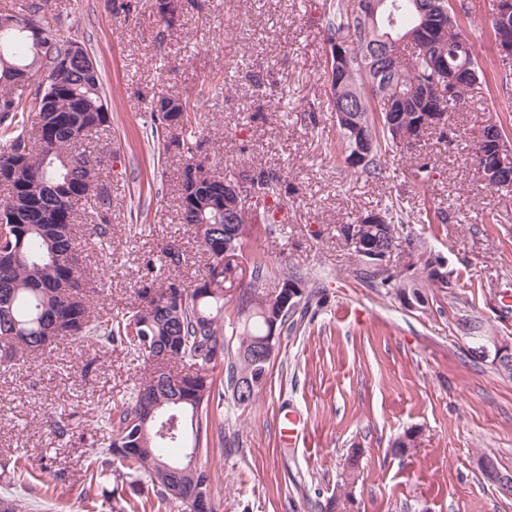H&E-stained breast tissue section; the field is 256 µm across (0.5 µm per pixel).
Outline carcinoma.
Here are the masks:
<instances>
[{
	"label": "carcinoma",
	"instance_id": "1",
	"mask_svg": "<svg viewBox=\"0 0 512 512\" xmlns=\"http://www.w3.org/2000/svg\"><path fill=\"white\" fill-rule=\"evenodd\" d=\"M435 0H380L377 23L365 24L357 0H335L325 21L327 43H350L348 67L328 80L332 111L344 104L362 116L367 128L370 150L357 170L368 177L382 171L384 156L400 148L396 130L410 126L429 112V99L438 86L448 85L463 67L470 79L461 83L452 105L459 111L465 92L487 81L475 50L473 37L467 33L464 18L469 16L465 0L447 5L448 13L434 8ZM429 27L425 47L411 51L403 39L416 34L421 24ZM70 42L44 36L34 42L31 34L18 27L0 28V136L7 145L0 149V184L9 188L0 200V225L6 240L0 253V345L5 357L13 362L41 352L42 336L56 327L59 336L74 340L94 339L101 344L123 342L148 363V373L128 400L108 407L103 419L106 438L102 451H92L84 458L81 470L89 486H98L112 477V464L119 462L127 475L142 477L153 487L157 503L128 504L130 512H154L165 505L185 500L200 490L204 502L199 512H216L208 470L178 464L179 471L169 472L174 464L167 449L181 444L186 429H191V445L209 447L210 404L216 382L210 370L226 364L225 386L245 375L253 383L246 401H256L268 380L271 361L257 363L246 350L269 334L267 320L259 313L260 299L243 290L239 297L238 346L234 352L224 345V297L207 289V281L236 277V266L224 257L242 252L243 243L223 252L224 231L201 240L204 250L215 257L207 271L194 284L172 280L160 288L146 283L139 288L143 305L123 322H96L90 317L88 294L69 295L62 285L79 278L72 263L74 238L72 217L78 205L90 206L99 223L92 225V235L102 240L110 234L106 213L111 207L107 191L92 197L84 186L93 180L95 167L92 151L84 147L90 133L110 127L102 74L89 71L69 58ZM441 59L445 68L433 72L431 59ZM226 81L213 76L192 100L186 98L172 110L154 114L150 137L154 150L175 151L184 159L182 182L193 187L190 174L202 155L203 141L197 136L198 102L224 95ZM338 153L348 163L357 146L356 139L340 129ZM252 182L253 208L279 201L282 178L264 168L249 174ZM198 203L181 208L182 223L217 224L224 221V188L213 182L195 190ZM364 278L386 286L393 282L389 271L368 265ZM154 289V298L146 293ZM313 294L302 292L299 308L279 321L286 332L302 324ZM165 354L166 365L188 362L193 370L185 374H166V381L154 382L152 356ZM171 412L178 417L177 438L157 436L158 415Z\"/></svg>",
	"mask_w": 512,
	"mask_h": 512
}]
</instances>
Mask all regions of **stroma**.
Masks as SVG:
<instances>
[{
	"label": "stroma",
	"instance_id": "stroma-1",
	"mask_svg": "<svg viewBox=\"0 0 512 512\" xmlns=\"http://www.w3.org/2000/svg\"><path fill=\"white\" fill-rule=\"evenodd\" d=\"M329 2L205 0L202 11L185 8L167 22L155 0H137L129 16L114 13L112 0H51L49 35L92 55L112 117L109 131L88 139L104 159L98 183L112 197L111 239L93 237L84 209L74 217L79 271L96 287L93 316L135 310L147 278L160 285L204 273L209 255L180 220L182 162H154L143 132L157 99L196 96L222 72L223 97L199 103L205 152L223 155L230 170L260 166L285 179L279 207L256 214L243 249L244 269L262 262V277L224 283V340L237 342L243 289L270 295L297 274L315 301L301 328L282 336L257 400L243 408L226 398L214 412L197 463L210 472L217 512H321L354 449L350 512H512V496L481 468L487 455L512 470V379L470 356L462 327L468 318L512 339V195L486 188L470 162L484 125L512 126V86L466 92L449 120L454 145L425 134L387 154L378 178L362 177L336 157L340 130L324 73ZM311 110L313 126L304 118ZM422 160L432 167L425 183L415 175ZM389 207L405 221L386 266L398 281L426 286L425 308L362 281L342 232ZM171 245L188 263L160 267ZM425 247L444 257L452 288L428 287ZM142 373L123 346L91 339L58 340L0 366V465L21 455L35 475L24 485L1 473L0 496L19 500L22 512H121L145 496L146 482H129L121 465L90 492L71 468L101 439L102 407L128 398ZM287 409L306 425L288 448L280 441ZM63 418L70 431L60 437ZM411 430L416 447L394 452Z\"/></svg>",
	"mask_w": 512,
	"mask_h": 512
}]
</instances>
